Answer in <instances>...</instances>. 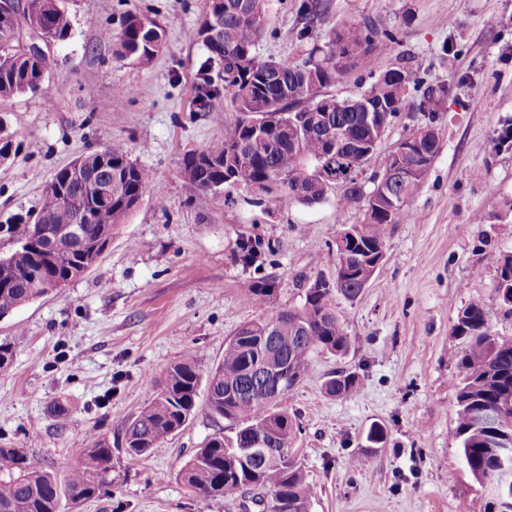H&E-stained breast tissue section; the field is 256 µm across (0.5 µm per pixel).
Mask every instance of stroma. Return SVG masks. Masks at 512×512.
<instances>
[{
  "instance_id": "obj_1",
  "label": "stroma",
  "mask_w": 512,
  "mask_h": 512,
  "mask_svg": "<svg viewBox=\"0 0 512 512\" xmlns=\"http://www.w3.org/2000/svg\"><path fill=\"white\" fill-rule=\"evenodd\" d=\"M301 2L269 0L259 59L301 62L336 27L368 17L399 40L376 72L404 66L448 88L436 120L439 152L410 219L387 226L384 265L361 295L335 299L349 352H315L286 401L314 491L309 512H484L485 494L455 437L451 377L462 343L453 325L479 297L493 331L512 336V314L497 294L498 262L512 254V149L488 148L512 124V0H322L324 20L303 42ZM208 3L66 0L72 30L51 51L42 90L0 100L16 147L0 162V224L37 209L56 170L108 143L153 174L86 274L0 318V339L14 349L0 370V446L58 473L80 463L88 433L112 450L108 495L62 512H244L243 498L206 499L177 478L195 449L223 431V418L198 405L139 459L125 453L126 424L166 367L190 352L208 376L242 323L297 306L316 278L332 279L337 232L362 220L332 199L258 206L242 189L197 204L182 160L236 118L228 98L197 101L201 70L214 78L223 70L195 36ZM132 13L166 33L147 66L115 54L112 37ZM446 43L457 55L443 52ZM244 235L266 244L251 266L236 258ZM263 276L277 289L261 309L243 284ZM337 370L359 382L331 397L322 385ZM375 424L387 431L378 446L366 440Z\"/></svg>"
}]
</instances>
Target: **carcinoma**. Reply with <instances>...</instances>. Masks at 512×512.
Instances as JSON below:
<instances>
[{
	"label": "carcinoma",
	"instance_id": "cac0c4a2",
	"mask_svg": "<svg viewBox=\"0 0 512 512\" xmlns=\"http://www.w3.org/2000/svg\"><path fill=\"white\" fill-rule=\"evenodd\" d=\"M302 27L298 39L310 38L324 18L321 0H302ZM267 21V0H209L208 12L198 31L211 58L224 64V84L202 77L199 101L203 106L230 96L238 118L224 125V137L183 159L182 173L197 189L196 202L209 204L221 187L255 191L263 198L313 206L330 194L328 179L351 175L350 184L336 198L344 209L362 213L352 225L355 238L343 252L350 270L342 288L315 279L300 306L273 315L263 314L241 325L224 343V358L207 380V410L227 422V437L218 433L197 449L179 471L181 483L208 498H234L254 484L263 492V512H309L313 494L293 448L295 418L283 405L288 393L308 374L310 356L317 350L343 356L350 337L335 312L334 298L349 301L382 268L379 248L385 246L386 226L409 215L439 151L438 141L427 131L436 108L447 96L445 86L424 85L388 69L370 84L371 99L353 96L336 104L327 92L337 79L352 71L372 72L377 58L393 51L395 36L365 18L336 28L324 46H314L300 64L260 60L255 55ZM38 28L47 39L60 42L72 27L65 0H28L23 12L0 16V100L41 90L47 65L19 49L21 30ZM164 29L138 15L127 17L116 54L141 65L150 64L163 47ZM419 92L416 97L411 91ZM382 105L379 122L408 110L427 114V123L410 136L420 139L424 154L403 159L417 169L413 178L384 182L387 195L377 205L368 204L365 185L356 180L361 156L351 145L367 130L366 108ZM297 112L324 130H338L343 145L328 135L299 136L290 125ZM272 117L263 134L254 133L247 119L254 114ZM106 157L93 152L71 167L58 170L43 189L41 224H9L6 235L12 251L0 258V316L30 300L55 291L60 282L73 281L90 267L112 239V230L140 203L152 182L151 173L137 166L122 146L105 145ZM112 183V200L99 203L95 186ZM93 212L90 224H74L75 215ZM238 259L253 264L264 252L263 242L240 238ZM497 290L512 294V255L499 262ZM248 295L262 307L273 296L276 282L270 277L244 284ZM463 340L456 391L460 460L479 485L486 484L496 468L502 448L512 449V336L492 331L490 309L480 298L462 308L453 326ZM281 369L287 384L276 401L264 392L267 376ZM358 377L337 371L324 383L326 394L346 396L355 390ZM201 377L193 353L167 367L153 398L128 424L126 453L132 458L152 452L157 443L179 431L197 409ZM262 439L268 450L242 458L238 443ZM112 469V449L97 435L87 437L79 465L59 476L38 458L18 448L0 447V512H58L62 499L73 504L94 499L107 485Z\"/></svg>",
	"mask_w": 512,
	"mask_h": 512
}]
</instances>
